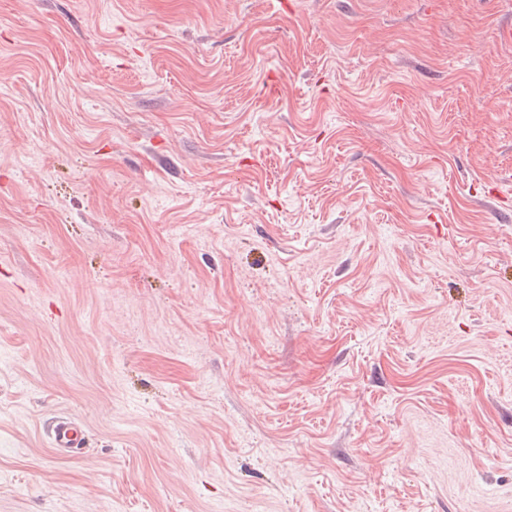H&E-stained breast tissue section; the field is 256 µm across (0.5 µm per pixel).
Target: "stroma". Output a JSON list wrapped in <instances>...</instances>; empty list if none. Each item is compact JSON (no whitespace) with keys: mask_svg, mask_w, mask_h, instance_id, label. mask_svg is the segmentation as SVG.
<instances>
[{"mask_svg":"<svg viewBox=\"0 0 512 512\" xmlns=\"http://www.w3.org/2000/svg\"><path fill=\"white\" fill-rule=\"evenodd\" d=\"M508 24L0 0V512H512ZM51 446L53 453L58 456L84 455L88 449L84 426L71 417H57L51 424Z\"/></svg>","mask_w":512,"mask_h":512,"instance_id":"obj_1","label":"stroma"}]
</instances>
